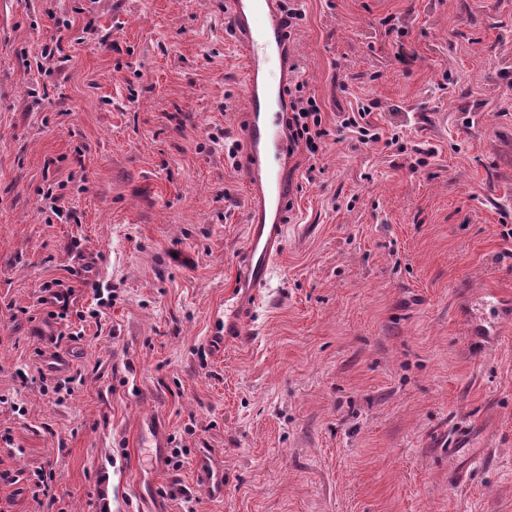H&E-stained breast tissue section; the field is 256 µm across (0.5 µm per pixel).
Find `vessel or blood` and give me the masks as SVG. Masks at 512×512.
Instances as JSON below:
<instances>
[{
  "label": "vessel or blood",
  "instance_id": "b4317fda",
  "mask_svg": "<svg viewBox=\"0 0 512 512\" xmlns=\"http://www.w3.org/2000/svg\"><path fill=\"white\" fill-rule=\"evenodd\" d=\"M224 26L244 53L241 169L247 185L248 235L236 270L234 288L226 296L224 317L208 336L212 356H223L231 343L244 340L248 316L262 298L274 259L285 247L288 189L289 109L288 41L276 0H226ZM198 468L212 495L224 492V472L209 454Z\"/></svg>",
  "mask_w": 512,
  "mask_h": 512
}]
</instances>
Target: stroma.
Segmentation results:
<instances>
[{
	"mask_svg": "<svg viewBox=\"0 0 512 512\" xmlns=\"http://www.w3.org/2000/svg\"><path fill=\"white\" fill-rule=\"evenodd\" d=\"M297 3L288 80L328 134L215 358L247 235L224 0H0V512H42L49 468L60 512H512V316L482 303L512 300V0ZM362 106L397 144L340 135ZM152 415L181 467L142 447ZM198 468L204 477L208 492L214 496L222 495L224 493V471L219 463L208 453H203L198 458Z\"/></svg>",
	"mask_w": 512,
	"mask_h": 512,
	"instance_id": "35a3bbf8",
	"label": "stroma"
}]
</instances>
